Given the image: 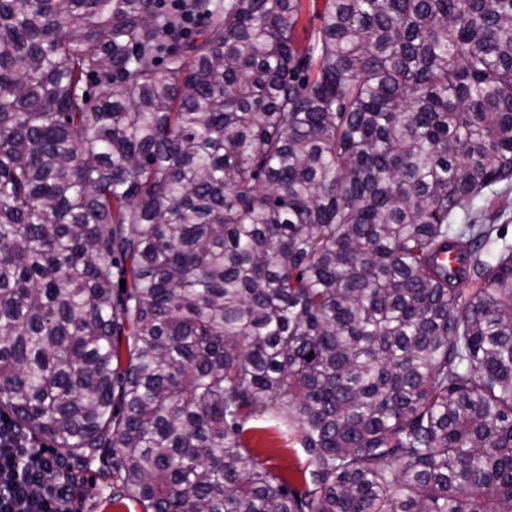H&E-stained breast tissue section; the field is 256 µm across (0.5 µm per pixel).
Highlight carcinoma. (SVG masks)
Listing matches in <instances>:
<instances>
[{
	"mask_svg": "<svg viewBox=\"0 0 512 512\" xmlns=\"http://www.w3.org/2000/svg\"><path fill=\"white\" fill-rule=\"evenodd\" d=\"M301 13L0 0V416L142 512H512V0ZM324 3V0H302L303 9L297 26L296 40L303 49L317 42L321 24L318 13L322 12ZM247 425L260 427L247 434L249 446L263 453L262 459L269 458L275 471L283 473L295 487L302 489L304 479L300 470L306 466L307 454L298 438L276 428V422L268 416L251 419Z\"/></svg>",
	"mask_w": 512,
	"mask_h": 512,
	"instance_id": "obj_1",
	"label": "carcinoma"
}]
</instances>
